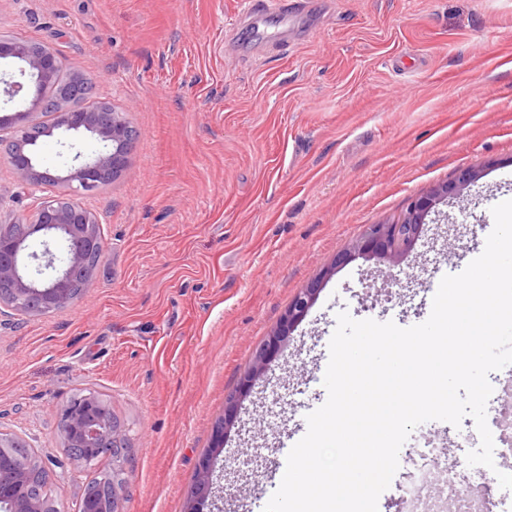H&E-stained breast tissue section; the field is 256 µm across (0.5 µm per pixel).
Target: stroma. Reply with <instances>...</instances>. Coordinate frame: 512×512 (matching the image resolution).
Returning <instances> with one entry per match:
<instances>
[{
	"instance_id": "1",
	"label": "stroma",
	"mask_w": 512,
	"mask_h": 512,
	"mask_svg": "<svg viewBox=\"0 0 512 512\" xmlns=\"http://www.w3.org/2000/svg\"><path fill=\"white\" fill-rule=\"evenodd\" d=\"M0 0V35L52 44L137 132L126 169L85 198L105 256L55 313L0 317V430L42 460L78 512L89 468L59 410L100 395L128 437L124 512H185L224 403L313 280L321 291L238 407L209 512H263L306 416L327 400L340 312L423 323L512 198V0ZM87 134L56 131L40 170L67 175ZM398 262L337 264L371 224L462 170ZM36 202L0 157V219ZM460 426L428 421L405 441Z\"/></svg>"
}]
</instances>
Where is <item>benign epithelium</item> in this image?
Returning <instances> with one entry per match:
<instances>
[{"label":"benign epithelium","instance_id":"obj_1","mask_svg":"<svg viewBox=\"0 0 512 512\" xmlns=\"http://www.w3.org/2000/svg\"><path fill=\"white\" fill-rule=\"evenodd\" d=\"M0 58L18 60L20 76L30 78L28 84L13 81L4 88L6 97L25 105L20 112L25 123L10 131L7 141L0 135V145H5L3 155L22 187L51 184L62 187L58 194L40 199L33 211V220L18 221L21 231L6 232L0 225V286L10 290L9 297L0 296V312L6 308L29 317L43 316L68 306L75 288L86 292L94 287L91 256L104 251V243L97 217L81 199L97 192L107 177L126 165L127 156L121 153L120 146L128 137L129 127L121 114L108 104L100 103L92 110L84 106L83 90L93 87L94 83L77 70L70 72L75 85L72 92L53 98L46 96L54 76L64 70L61 56L53 45L0 37ZM56 130L88 132L102 143V150L66 176L38 171L25 157L26 147L44 134L53 135ZM474 178L472 171L463 170L452 185H438L412 201L398 223L370 225L353 250L344 256L394 259L400 247L418 240L426 217L436 204L447 200ZM36 234L42 237L43 250L25 253L29 239ZM24 255L38 262L40 267L55 270V274L44 278L31 275L22 263ZM319 292L320 284L314 282L295 296L279 327L257 352L252 368L240 384L239 397L247 396L256 377L266 371L273 354L281 347L284 336L307 315ZM110 413L106 401L95 394H86L60 411V427L64 447L83 449L78 461L87 466L98 456L110 453L112 472L122 473L124 456L119 445L123 444L125 434L120 427L107 425ZM237 413L238 400L232 399L224 405V417L215 427L212 452L199 463L196 484L185 512H204L217 457L224 450V438L235 424ZM26 479L27 467L23 460L7 470L0 468V512H60L56 506L47 508L17 493Z\"/></svg>","mask_w":512,"mask_h":512}]
</instances>
